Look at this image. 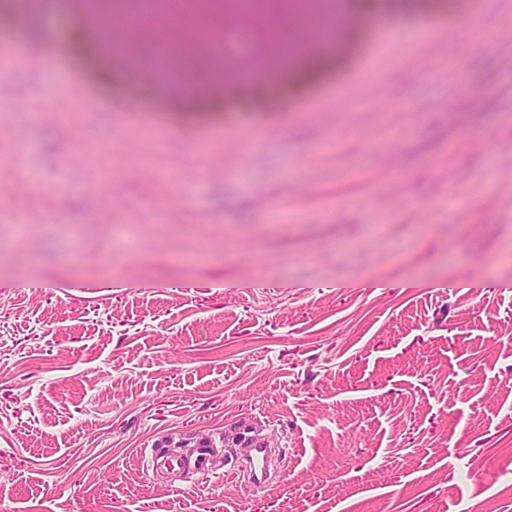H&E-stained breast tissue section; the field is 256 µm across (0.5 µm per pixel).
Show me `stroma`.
<instances>
[{
	"label": "stroma",
	"mask_w": 512,
	"mask_h": 512,
	"mask_svg": "<svg viewBox=\"0 0 512 512\" xmlns=\"http://www.w3.org/2000/svg\"><path fill=\"white\" fill-rule=\"evenodd\" d=\"M56 2L0 0L7 42L70 35ZM374 2L426 41L254 146L250 111L153 144L53 67L0 77V512H512V0H470L457 68L455 10ZM246 428L285 451L262 491Z\"/></svg>",
	"instance_id": "obj_1"
}]
</instances>
